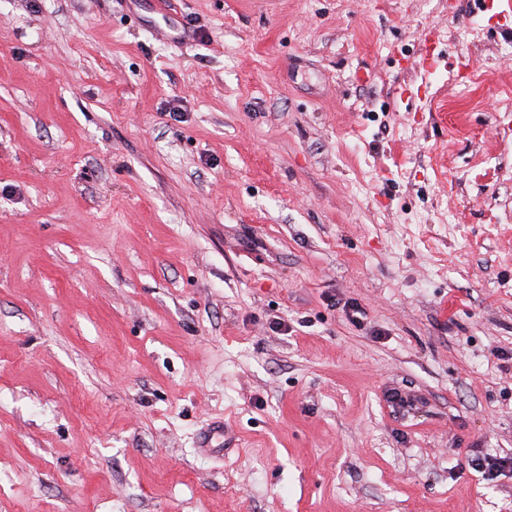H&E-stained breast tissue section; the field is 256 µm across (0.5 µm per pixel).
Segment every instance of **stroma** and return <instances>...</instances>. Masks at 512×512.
<instances>
[{
  "label": "stroma",
  "mask_w": 512,
  "mask_h": 512,
  "mask_svg": "<svg viewBox=\"0 0 512 512\" xmlns=\"http://www.w3.org/2000/svg\"><path fill=\"white\" fill-rule=\"evenodd\" d=\"M511 50L512 0H0V512H512ZM469 465L483 475H502L506 470L512 472V456H475L470 459Z\"/></svg>",
  "instance_id": "1"
}]
</instances>
